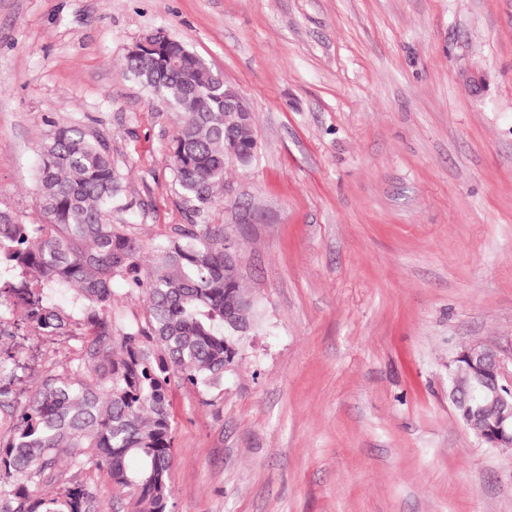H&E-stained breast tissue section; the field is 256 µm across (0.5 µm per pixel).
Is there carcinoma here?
Here are the masks:
<instances>
[{
  "mask_svg": "<svg viewBox=\"0 0 512 512\" xmlns=\"http://www.w3.org/2000/svg\"><path fill=\"white\" fill-rule=\"evenodd\" d=\"M127 71L181 120L171 148L176 182L195 221L174 227L145 265L146 248L124 209L123 177L109 140L78 126H52L39 148L38 191L44 222L22 224L0 210V308L28 310L33 330L83 327L82 355L43 376L19 407L0 388V512H98L80 483L56 491L60 467L106 469L135 512H167L174 427L170 391L221 386L239 363L236 325L255 327L257 313L237 276L224 272V225L207 223L224 186V90L209 88L200 58L180 72L132 53ZM142 299L144 321L112 318V282ZM66 290L71 307L49 303Z\"/></svg>",
  "mask_w": 512,
  "mask_h": 512,
  "instance_id": "obj_1",
  "label": "carcinoma"
}]
</instances>
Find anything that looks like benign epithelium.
Here are the masks:
<instances>
[{"instance_id": "7a95c632", "label": "benign epithelium", "mask_w": 512, "mask_h": 512, "mask_svg": "<svg viewBox=\"0 0 512 512\" xmlns=\"http://www.w3.org/2000/svg\"><path fill=\"white\" fill-rule=\"evenodd\" d=\"M227 133L248 122L250 109L239 91L224 90ZM452 397L461 420L481 443L491 448L512 447V358L470 345L454 359Z\"/></svg>"}]
</instances>
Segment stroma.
I'll list each match as a JSON object with an SVG mask.
<instances>
[{
	"label": "stroma",
	"mask_w": 512,
	"mask_h": 512,
	"mask_svg": "<svg viewBox=\"0 0 512 512\" xmlns=\"http://www.w3.org/2000/svg\"><path fill=\"white\" fill-rule=\"evenodd\" d=\"M158 29L241 91L259 156L208 218L258 322L220 388H172L169 512H512V449L449 378L464 346L512 355V0H0L1 209L41 223L38 146L75 124L124 174L113 223L150 248L190 222L180 116L124 68ZM13 322L21 402L80 338ZM76 478L130 512L105 470Z\"/></svg>",
	"instance_id": "35a3bbf8"
}]
</instances>
